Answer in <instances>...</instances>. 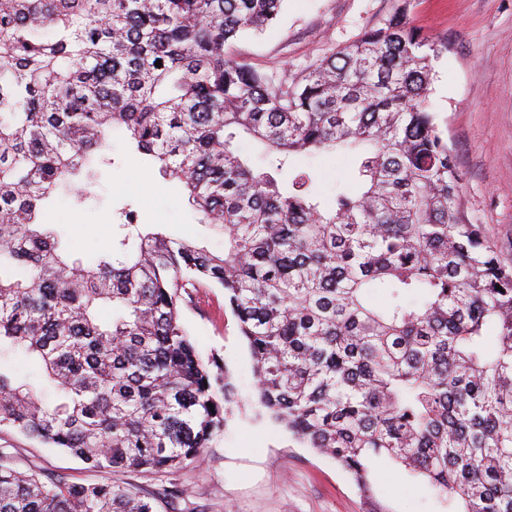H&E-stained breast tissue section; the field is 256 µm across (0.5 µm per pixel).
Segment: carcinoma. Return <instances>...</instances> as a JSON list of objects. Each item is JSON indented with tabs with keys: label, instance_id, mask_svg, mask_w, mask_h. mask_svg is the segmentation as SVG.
<instances>
[{
	"label": "carcinoma",
	"instance_id": "carcinoma-1",
	"mask_svg": "<svg viewBox=\"0 0 512 512\" xmlns=\"http://www.w3.org/2000/svg\"><path fill=\"white\" fill-rule=\"evenodd\" d=\"M283 2L0 0V426L110 474L199 461L237 387L180 311L220 288L261 413L360 492L382 457L443 512H512V264L462 214L441 50L402 0L301 75L240 61ZM115 130L224 248L130 222L89 263L61 252L42 206L112 163ZM340 152L356 166L328 205L296 158ZM0 512L154 509L0 464Z\"/></svg>",
	"mask_w": 512,
	"mask_h": 512
}]
</instances>
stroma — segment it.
I'll return each instance as SVG.
<instances>
[{
    "label": "stroma",
    "instance_id": "1",
    "mask_svg": "<svg viewBox=\"0 0 512 512\" xmlns=\"http://www.w3.org/2000/svg\"><path fill=\"white\" fill-rule=\"evenodd\" d=\"M399 0H286L279 21L235 43L237 57L270 73L309 71L332 48L379 24ZM410 17L423 36L442 44L433 64L430 100L461 174L465 220L480 225L499 256L512 262V0H412ZM113 165L100 168L83 202L59 190L42 220L62 248L89 260L108 251L118 225L134 220L168 236L218 247L222 234L201 222L180 186L164 180L112 136ZM325 196L348 184L352 155L301 158ZM181 318L203 358H218L231 372L238 398L228 422L200 462L159 474H123L124 482L155 497L157 512H441L426 484L395 473L378 459L372 472L375 500L361 495L334 460L316 454L287 429L259 416L252 361L237 321L218 288L201 290ZM0 463L44 480L89 483L107 474L71 455L0 427Z\"/></svg>",
    "mask_w": 512,
    "mask_h": 512
}]
</instances>
